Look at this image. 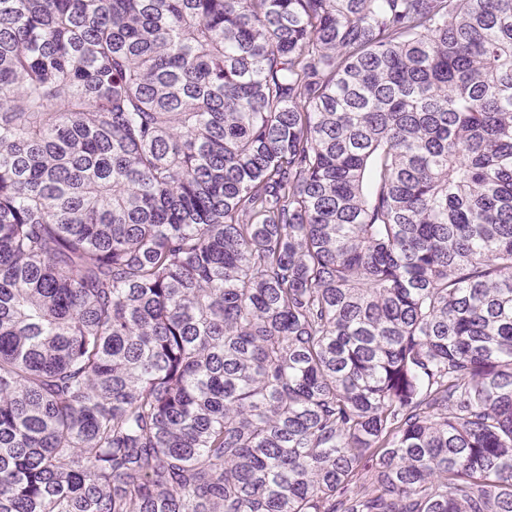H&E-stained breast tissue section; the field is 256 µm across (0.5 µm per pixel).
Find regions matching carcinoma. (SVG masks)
<instances>
[{"instance_id": "1", "label": "carcinoma", "mask_w": 512, "mask_h": 512, "mask_svg": "<svg viewBox=\"0 0 512 512\" xmlns=\"http://www.w3.org/2000/svg\"><path fill=\"white\" fill-rule=\"evenodd\" d=\"M0 512H512V0H0Z\"/></svg>"}]
</instances>
